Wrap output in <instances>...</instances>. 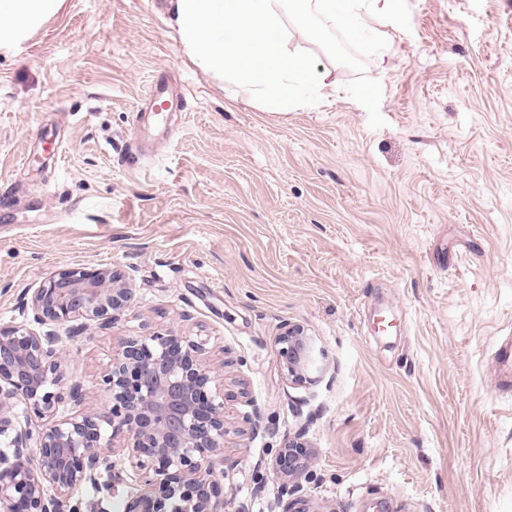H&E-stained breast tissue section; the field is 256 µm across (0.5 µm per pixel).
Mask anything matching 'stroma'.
Returning <instances> with one entry per match:
<instances>
[{
  "label": "stroma",
  "mask_w": 512,
  "mask_h": 512,
  "mask_svg": "<svg viewBox=\"0 0 512 512\" xmlns=\"http://www.w3.org/2000/svg\"><path fill=\"white\" fill-rule=\"evenodd\" d=\"M169 17L64 0L0 53V329L33 326L59 269L118 268L133 299L68 341V378L104 410L121 341H204L239 394L224 512H285L271 461L297 435L309 512H512V0H406L379 51L293 31L336 95L285 112L193 64ZM158 79L184 109L143 134ZM287 323L315 382L282 371ZM113 461L74 505L126 512L142 486Z\"/></svg>",
  "instance_id": "stroma-1"
}]
</instances>
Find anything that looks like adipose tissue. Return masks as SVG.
Wrapping results in <instances>:
<instances>
[{
  "instance_id": "adipose-tissue-1",
  "label": "adipose tissue",
  "mask_w": 512,
  "mask_h": 512,
  "mask_svg": "<svg viewBox=\"0 0 512 512\" xmlns=\"http://www.w3.org/2000/svg\"><path fill=\"white\" fill-rule=\"evenodd\" d=\"M395 0H170L169 23L183 53L219 81L241 87L265 110L281 112L327 100L336 91L329 69L291 47V31L317 42L341 29L384 40ZM63 0H0V52L26 41L56 16Z\"/></svg>"
}]
</instances>
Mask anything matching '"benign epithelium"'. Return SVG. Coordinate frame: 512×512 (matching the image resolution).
<instances>
[{
  "label": "benign epithelium",
  "instance_id": "7a95c632",
  "mask_svg": "<svg viewBox=\"0 0 512 512\" xmlns=\"http://www.w3.org/2000/svg\"><path fill=\"white\" fill-rule=\"evenodd\" d=\"M125 274L114 267H68L35 290L33 321L0 330V437L12 455L0 452V512H77L73 491L112 474V455L127 454L144 492L126 512H224V437L227 434L224 364L203 360L204 343L170 328L126 339L112 354L98 382L108 410H84L33 429L13 423V401L22 400L27 420L52 416L64 399L79 405L82 387L67 381V351L55 328L78 334L112 326L131 301ZM285 375L314 381L315 346L304 329L287 325L279 336ZM312 465L308 446L296 436L272 460L284 494Z\"/></svg>",
  "mask_w": 512,
  "mask_h": 512
}]
</instances>
